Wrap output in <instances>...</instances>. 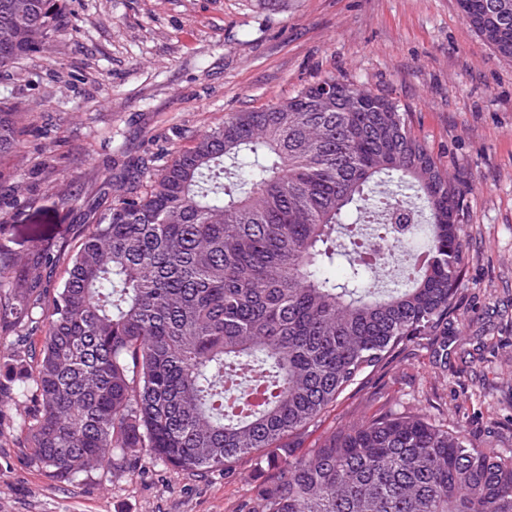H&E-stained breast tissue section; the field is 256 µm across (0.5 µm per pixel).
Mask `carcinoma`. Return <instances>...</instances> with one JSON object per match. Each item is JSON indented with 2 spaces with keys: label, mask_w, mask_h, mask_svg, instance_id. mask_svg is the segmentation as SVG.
I'll use <instances>...</instances> for the list:
<instances>
[{
  "label": "carcinoma",
  "mask_w": 512,
  "mask_h": 512,
  "mask_svg": "<svg viewBox=\"0 0 512 512\" xmlns=\"http://www.w3.org/2000/svg\"><path fill=\"white\" fill-rule=\"evenodd\" d=\"M58 0H0V70L59 32ZM505 31L512 0H470ZM344 99L326 107L325 86ZM21 112L0 101V157ZM149 189L88 212L78 249L38 247L3 284L0 412L23 405L13 444L58 480L142 458L187 473L269 469L245 512H512V453L422 408L374 414L306 458L292 443L410 344L448 356L465 268L469 185L448 178L385 96L334 76L269 108L235 112L174 149ZM357 229L352 253L336 228ZM426 231L404 283L375 276ZM66 261L52 295L43 271ZM44 331L40 343L28 340ZM252 378L239 390L240 375Z\"/></svg>",
  "instance_id": "1"
}]
</instances>
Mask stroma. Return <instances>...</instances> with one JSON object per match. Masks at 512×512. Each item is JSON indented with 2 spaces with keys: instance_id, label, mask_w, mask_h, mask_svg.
<instances>
[{
  "instance_id": "35a3bbf8",
  "label": "stroma",
  "mask_w": 512,
  "mask_h": 512,
  "mask_svg": "<svg viewBox=\"0 0 512 512\" xmlns=\"http://www.w3.org/2000/svg\"><path fill=\"white\" fill-rule=\"evenodd\" d=\"M61 30L0 73L23 145L0 160V251L21 257L87 231L139 164L234 112L259 110L330 76L397 101L445 169L473 187L467 263L448 321V369L409 345L341 397L295 448L310 454L362 415L423 406L476 443L512 451V60L487 47L457 0H60ZM111 178L103 195L91 179ZM81 189L65 209L62 193ZM267 465L188 474L142 460L58 481L0 445V512H239Z\"/></svg>"
}]
</instances>
